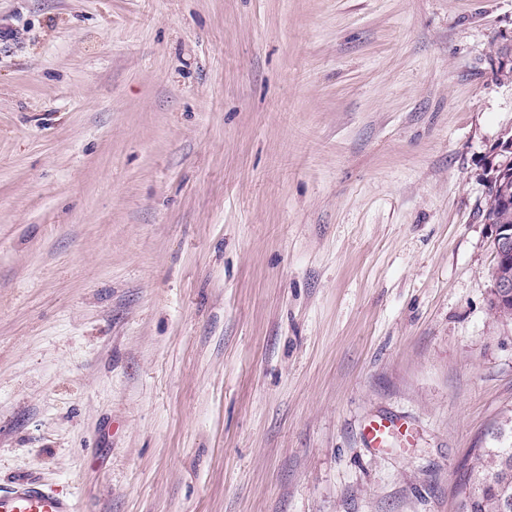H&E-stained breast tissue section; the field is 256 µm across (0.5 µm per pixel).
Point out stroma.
<instances>
[{
	"mask_svg": "<svg viewBox=\"0 0 512 512\" xmlns=\"http://www.w3.org/2000/svg\"><path fill=\"white\" fill-rule=\"evenodd\" d=\"M511 61L512 0H0V489L460 512Z\"/></svg>",
	"mask_w": 512,
	"mask_h": 512,
	"instance_id": "obj_1",
	"label": "stroma"
}]
</instances>
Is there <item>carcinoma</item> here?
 Wrapping results in <instances>:
<instances>
[{
  "instance_id": "cac0c4a2",
  "label": "carcinoma",
  "mask_w": 512,
  "mask_h": 512,
  "mask_svg": "<svg viewBox=\"0 0 512 512\" xmlns=\"http://www.w3.org/2000/svg\"><path fill=\"white\" fill-rule=\"evenodd\" d=\"M481 217L493 224H512V209L500 208L489 196L482 207ZM473 470L478 474V480L459 484V493H468L461 502V512H512V502L506 504L501 497L504 488L512 492V444L477 449Z\"/></svg>"
}]
</instances>
